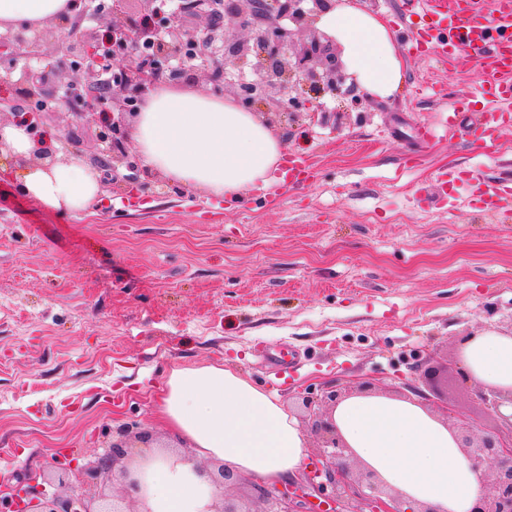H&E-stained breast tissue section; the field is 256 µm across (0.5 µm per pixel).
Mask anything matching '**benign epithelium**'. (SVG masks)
I'll return each mask as SVG.
<instances>
[{
  "label": "benign epithelium",
  "mask_w": 512,
  "mask_h": 512,
  "mask_svg": "<svg viewBox=\"0 0 512 512\" xmlns=\"http://www.w3.org/2000/svg\"><path fill=\"white\" fill-rule=\"evenodd\" d=\"M128 0H113L106 13L105 27L86 25L83 19L72 16L48 21L33 30L8 29L0 32V50L26 60L18 79L13 83L16 97H1L0 112H11L16 121L35 132L42 117L51 112L45 108L35 112L20 111L19 101L47 102L62 100L72 107L80 128L92 132L102 142L112 136V152L104 161L94 159L96 165H106L111 174L106 187L126 192L130 186L119 183L118 169L130 167L126 147L127 133L114 115L134 117L135 103L142 99L157 80V71L145 72L138 62L124 57L120 74L112 84L103 87L102 72L86 66L78 69L79 77L66 76L64 64L33 67L31 62L47 58V47L64 48L65 54H80L106 58L117 57L114 46L124 41L136 46L141 43L142 22L162 19L159 35L150 40L156 57L178 56L188 47L199 43L200 35L209 34L210 42L218 41L224 53L204 66L206 81L224 84L233 89L237 103L247 110H266L268 121L285 122L301 112L317 114L322 111L320 99L327 94L347 96L358 107L363 98L357 94L358 85L342 59L336 39L317 27L320 16L336 7V0H313L312 7H303L304 0H219L221 9L213 14L206 9L179 8L163 16L160 0H136L133 12L127 11ZM231 17L238 27L249 33L246 39L226 35L224 20ZM72 31L67 46H62L63 32ZM307 33L301 40L299 35ZM247 68L251 74L248 84L228 79L232 69ZM477 398L497 410L503 401L512 403V392L505 393L492 386H482ZM341 396L335 391L316 399L303 397L304 407L313 417L312 428L321 441L322 465L312 471L310 480L321 482L317 491L332 505L330 512H357L350 489L364 506L363 512H442L439 508L418 503L403 508L396 490L366 464L355 469L350 464L354 452L340 436L332 420V413L320 412L329 405L336 408ZM458 441L459 448L475 469L487 461L495 464L490 487L477 499L470 512H512V423L509 430L487 428L477 435L466 434L448 426ZM131 446L126 437L112 442L105 457L88 463L77 474L81 485H89L111 467L129 458ZM123 478L121 494L110 496L100 490L94 494H74L61 497L49 492L42 484L20 486L11 501L15 512H137L139 484L130 479V469L120 466ZM216 481L221 488L253 489L230 497L222 494L214 512H314V504L303 487L282 488L254 482L233 470L221 468Z\"/></svg>",
  "instance_id": "benign-epithelium-1"
}]
</instances>
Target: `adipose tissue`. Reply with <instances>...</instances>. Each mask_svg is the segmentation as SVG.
<instances>
[{
	"label": "adipose tissue",
	"mask_w": 512,
	"mask_h": 512,
	"mask_svg": "<svg viewBox=\"0 0 512 512\" xmlns=\"http://www.w3.org/2000/svg\"><path fill=\"white\" fill-rule=\"evenodd\" d=\"M71 0H0V30L35 29L70 12ZM320 28L343 48L349 74L368 93L391 95L403 62L385 22L346 0L323 14ZM0 136L14 156L19 190L46 208L80 212L99 194L94 172L74 163L33 164L35 143L13 123ZM131 137L149 170L215 196L239 197L266 184L281 146L264 119L229 97L154 84L131 125ZM472 380L512 390V336L485 331L460 345ZM159 417L191 455L159 450L140 461L141 512H211L220 496L200 467L211 460L271 484L296 478L306 460L305 438L275 397L230 369L209 365L173 370L158 394ZM336 428L358 458L406 502L441 512H470L482 477L448 427L420 405L385 396L340 402Z\"/></svg>",
	"instance_id": "1"
}]
</instances>
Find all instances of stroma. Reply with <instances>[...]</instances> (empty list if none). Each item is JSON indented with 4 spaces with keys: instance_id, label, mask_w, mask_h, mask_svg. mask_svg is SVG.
Masks as SVG:
<instances>
[{
    "instance_id": "stroma-1",
    "label": "stroma",
    "mask_w": 512,
    "mask_h": 512,
    "mask_svg": "<svg viewBox=\"0 0 512 512\" xmlns=\"http://www.w3.org/2000/svg\"><path fill=\"white\" fill-rule=\"evenodd\" d=\"M404 78L391 96L359 107L324 97L309 120L272 123L283 154L309 155L304 188L269 186L243 206L149 174L137 207L117 209L101 191L87 211L50 210L0 170V512L10 487L56 463L101 457L120 428L172 446L156 392L172 370L211 364L276 393L305 436L306 468L320 441L302 396L330 390L407 400L436 418L460 411L478 426L503 425L477 383L449 376L434 394L425 361H456L459 341L512 333V206L486 210L435 171L474 166L512 175V126L495 152L452 132L406 165L401 128L438 125L439 101L472 97L477 65L414 61L399 45ZM43 127L61 162L90 165L107 149L78 128L66 105ZM290 349L284 365L275 348Z\"/></svg>"
}]
</instances>
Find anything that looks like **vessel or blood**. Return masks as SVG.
Here are the masks:
<instances>
[{
  "label": "vessel or blood",
  "instance_id": "b4317fda",
  "mask_svg": "<svg viewBox=\"0 0 512 512\" xmlns=\"http://www.w3.org/2000/svg\"><path fill=\"white\" fill-rule=\"evenodd\" d=\"M410 10L399 25L411 48L437 46L442 57L455 65L477 60L482 81L476 100L449 105L439 126L466 128L471 145L487 151L494 134L512 124V0H409ZM308 156L288 159V181L298 186L312 181ZM488 208L512 202V178L485 180Z\"/></svg>",
  "mask_w": 512,
  "mask_h": 512
}]
</instances>
